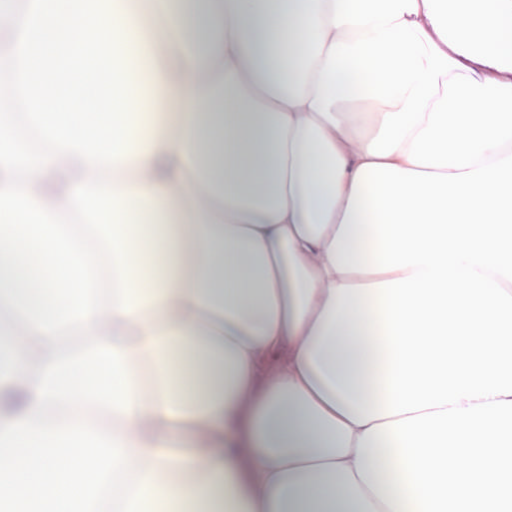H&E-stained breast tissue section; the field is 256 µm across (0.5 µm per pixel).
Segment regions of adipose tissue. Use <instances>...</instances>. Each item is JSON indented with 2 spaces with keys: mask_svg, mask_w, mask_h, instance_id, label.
Segmentation results:
<instances>
[{
  "mask_svg": "<svg viewBox=\"0 0 512 512\" xmlns=\"http://www.w3.org/2000/svg\"><path fill=\"white\" fill-rule=\"evenodd\" d=\"M109 0L146 58L116 160L128 310L95 335L130 403L104 413L151 498L208 512H419L399 504L372 417V352L352 269V185L409 168L443 83L512 84V0ZM91 166L60 157L29 197L67 214ZM53 344L0 324V422L29 414ZM286 358L265 367L269 353Z\"/></svg>",
  "mask_w": 512,
  "mask_h": 512,
  "instance_id": "obj_1",
  "label": "adipose tissue"
}]
</instances>
